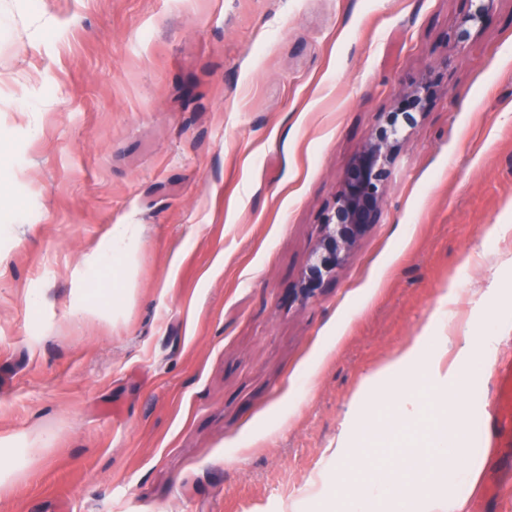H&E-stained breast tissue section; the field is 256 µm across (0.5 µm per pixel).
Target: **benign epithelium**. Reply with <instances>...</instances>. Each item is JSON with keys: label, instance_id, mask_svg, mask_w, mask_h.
I'll list each match as a JSON object with an SVG mask.
<instances>
[{"label": "benign epithelium", "instance_id": "7a95c632", "mask_svg": "<svg viewBox=\"0 0 512 512\" xmlns=\"http://www.w3.org/2000/svg\"><path fill=\"white\" fill-rule=\"evenodd\" d=\"M469 2L470 10L462 18L457 34L460 42L480 27L494 0ZM439 89V80L430 70L403 91L399 110L380 115L378 124L353 156L332 205L323 216L318 243L299 274L293 300L306 302L315 298L336 277L365 234L382 222L386 192L401 147L399 122L406 127L414 125Z\"/></svg>", "mask_w": 512, "mask_h": 512}]
</instances>
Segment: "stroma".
<instances>
[{"label":"stroma","mask_w":512,"mask_h":512,"mask_svg":"<svg viewBox=\"0 0 512 512\" xmlns=\"http://www.w3.org/2000/svg\"><path fill=\"white\" fill-rule=\"evenodd\" d=\"M0 0V512H324L365 380L512 311V0ZM381 224L291 290L379 113L428 70ZM142 240L120 305L86 267ZM461 293L448 299V285ZM466 512H512V334ZM470 2V10L462 18L460 30L457 34L459 42H464L470 37L473 29L479 28L484 18L492 8L495 0H468ZM141 241V229L138 224H116L105 243L99 248L88 267L87 276L96 277L102 270L112 269L120 264L127 271L130 285V271L133 256Z\"/></svg>","instance_id":"obj_1"}]
</instances>
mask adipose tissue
Listing matches in <instances>:
<instances>
[{
	"instance_id": "adipose-tissue-1",
	"label": "adipose tissue",
	"mask_w": 512,
	"mask_h": 512,
	"mask_svg": "<svg viewBox=\"0 0 512 512\" xmlns=\"http://www.w3.org/2000/svg\"><path fill=\"white\" fill-rule=\"evenodd\" d=\"M140 241L139 225H113L87 270L88 277H96L115 264L131 269ZM503 334L500 328L463 337L425 332L395 361L375 373V380L395 383L397 414L400 420L411 421L418 415V402L411 390L413 374L421 360H428L450 411L419 452L397 453L392 463L366 454L358 458L352 471L337 470L336 483L346 492L344 512H379L386 501L393 502L398 512H465V497L444 498L435 489L472 488L477 484L484 460L471 456L465 446L467 421L482 399L480 377L490 371Z\"/></svg>"
}]
</instances>
